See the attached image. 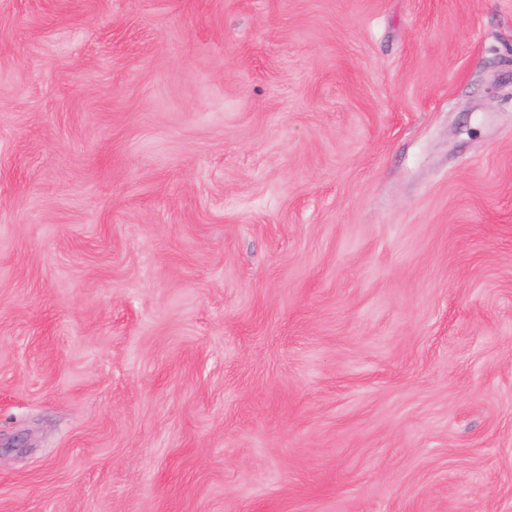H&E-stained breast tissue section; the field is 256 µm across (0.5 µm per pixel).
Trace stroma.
Segmentation results:
<instances>
[{
	"mask_svg": "<svg viewBox=\"0 0 512 512\" xmlns=\"http://www.w3.org/2000/svg\"><path fill=\"white\" fill-rule=\"evenodd\" d=\"M0 512H512V0H0Z\"/></svg>",
	"mask_w": 512,
	"mask_h": 512,
	"instance_id": "35a3bbf8",
	"label": "stroma"
}]
</instances>
